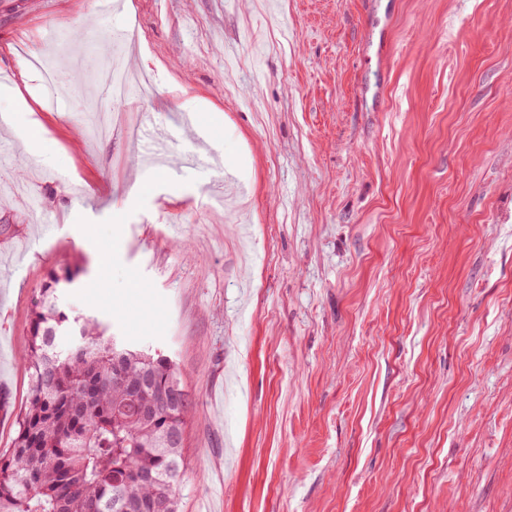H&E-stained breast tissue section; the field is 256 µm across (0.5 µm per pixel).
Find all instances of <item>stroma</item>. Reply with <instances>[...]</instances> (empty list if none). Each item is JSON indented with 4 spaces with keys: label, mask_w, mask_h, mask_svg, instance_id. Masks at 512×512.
<instances>
[{
    "label": "stroma",
    "mask_w": 512,
    "mask_h": 512,
    "mask_svg": "<svg viewBox=\"0 0 512 512\" xmlns=\"http://www.w3.org/2000/svg\"><path fill=\"white\" fill-rule=\"evenodd\" d=\"M112 2L0 0V453L74 269L69 315L183 374L180 512H512V0ZM174 131L199 163L147 164ZM102 72L105 81L112 88V99L124 98L131 83L117 61L113 59L112 62L106 63Z\"/></svg>",
    "instance_id": "1"
}]
</instances>
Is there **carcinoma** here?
Masks as SVG:
<instances>
[{"mask_svg":"<svg viewBox=\"0 0 512 512\" xmlns=\"http://www.w3.org/2000/svg\"><path fill=\"white\" fill-rule=\"evenodd\" d=\"M71 274L50 275L32 310L25 364L30 399L0 460V512H177L192 400L176 363L161 352L115 346L102 325L60 306ZM76 343L56 347L60 329Z\"/></svg>","mask_w":512,"mask_h":512,"instance_id":"cac0c4a2","label":"carcinoma"}]
</instances>
